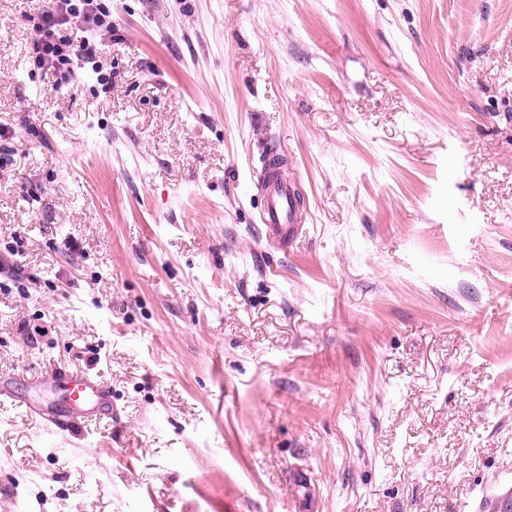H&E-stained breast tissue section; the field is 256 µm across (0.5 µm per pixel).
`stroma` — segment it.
Segmentation results:
<instances>
[{"label": "stroma", "mask_w": 512, "mask_h": 512, "mask_svg": "<svg viewBox=\"0 0 512 512\" xmlns=\"http://www.w3.org/2000/svg\"><path fill=\"white\" fill-rule=\"evenodd\" d=\"M0 0V512H490L512 488V0ZM279 146L308 235L269 243ZM48 7L36 16H30L32 22L31 39L27 53L33 64L39 69L51 72L57 77L60 87L68 84L76 68L96 64L99 44L88 37L74 42L64 35L72 26L85 25L93 31L109 35L112 40V17L101 6L100 0H49ZM30 384L48 394L44 402L26 403L28 414L36 421L64 430L82 419L112 418V391L80 368L59 366L50 378H34ZM57 390L65 392L66 400L49 395Z\"/></svg>", "instance_id": "35a3bbf8"}]
</instances>
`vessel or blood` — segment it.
Returning a JSON list of instances; mask_svg holds the SVG:
<instances>
[{"instance_id": "obj_1", "label": "vessel or blood", "mask_w": 512, "mask_h": 512, "mask_svg": "<svg viewBox=\"0 0 512 512\" xmlns=\"http://www.w3.org/2000/svg\"><path fill=\"white\" fill-rule=\"evenodd\" d=\"M282 156L270 150L262 179L263 206L260 213L268 241L286 249L306 236V212L300 209L295 186L280 171ZM33 387L46 395L44 402L27 407L28 414L39 422L65 429L82 420L108 418L112 415V392L95 376L67 366L55 368L50 378L32 379Z\"/></svg>"}]
</instances>
